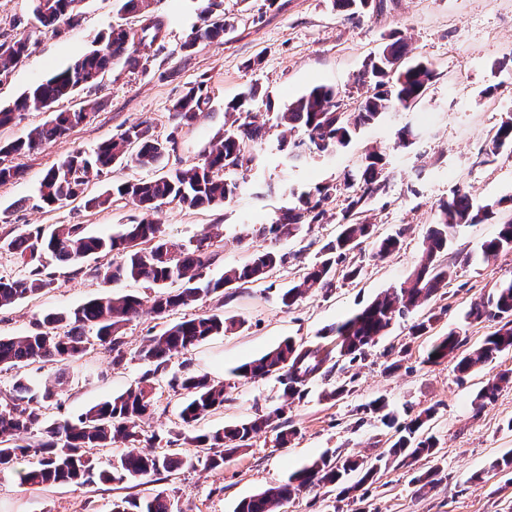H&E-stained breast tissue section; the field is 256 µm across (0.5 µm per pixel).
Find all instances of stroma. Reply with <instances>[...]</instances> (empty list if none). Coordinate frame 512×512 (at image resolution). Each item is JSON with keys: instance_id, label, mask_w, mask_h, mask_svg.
I'll return each instance as SVG.
<instances>
[{"instance_id": "obj_1", "label": "stroma", "mask_w": 512, "mask_h": 512, "mask_svg": "<svg viewBox=\"0 0 512 512\" xmlns=\"http://www.w3.org/2000/svg\"><path fill=\"white\" fill-rule=\"evenodd\" d=\"M216 2L232 28L222 43H203L187 54L181 45L197 21L198 0H156L154 8L165 21L161 49L151 51L146 68L115 65L98 86L75 95L78 103L101 101L93 120L64 139L16 157L23 175L0 185V229L80 224L88 233L103 235L118 225L136 223L140 211L117 196L98 209L86 208L79 199L38 208L39 183L47 169L72 151H92L144 120L159 138L175 135L169 168L198 162L224 133L225 104L254 85L258 94L252 119L267 132L254 147L256 160L238 196L228 205L208 209L164 205L158 220L166 238L186 243L202 233L212 234L220 249L206 273L220 276L260 246L256 226L269 223L290 205L291 191L341 179L359 155L374 147L386 155L385 187L359 207L358 219L373 225L379 237L404 230L402 245L378 260L371 256V243H364L356 279L336 275L331 290L309 294L293 309L281 308L280 289L297 279L301 268L313 262L320 244L338 229L346 201L344 194H336L320 223L305 226L300 237L285 243V250L296 254L288 267L237 290L231 299L221 301L213 295L184 309L187 317L221 312L242 326L173 357L156 383L155 413L142 428L145 435H156L157 453L184 458L181 469L158 480L33 489L20 485L17 477L18 471L38 464L36 457L26 456L15 469L0 472V512H111L114 500L158 491L168 494L173 512H235L243 499L282 483L321 456L376 461L396 432L380 415L363 416L358 408L378 398L400 423L431 410L423 431L437 440L434 455L380 469L365 495L340 501L329 488L317 487L290 499L285 512H512V472L491 467L512 451V383L485 407L475 401L487 379L512 369V352L476 367L463 379L453 360H427L431 345L451 329L458 332L464 350L479 346L490 325L467 321L465 314L496 282L512 278V252L488 263L479 257L481 243L512 217V149L494 157L485 153L488 140L512 115V0H386L382 5L374 2L355 19L337 10L333 0ZM117 21L114 0H86L80 26L55 32L38 24L29 0H0V42L31 37L28 55L0 76V107L94 48ZM395 32L404 39L409 57L428 63L435 73L423 101L360 128L350 144L334 154L289 161L279 149L281 130L274 125V113L319 84L335 87L348 108H355L361 95L357 74ZM201 81L207 84L210 110L194 125L174 129L173 103ZM404 126L412 132L411 143L399 147L397 132ZM457 188L469 191L477 203L495 204L494 215L481 224L457 227L447 255L454 268L447 286L428 307L395 319L386 336L370 347L365 361H339L330 373L307 384L303 398L288 401L275 377L233 378L235 367L285 338L322 344L325 328L405 281L423 252L429 226L439 220L440 204ZM43 275L50 279V288L0 309L1 337L27 335L43 313L66 311L104 293H131L146 302L154 295L148 283L105 284L91 272L77 274L72 266L54 261L45 265ZM431 311L441 315L433 330L411 335V325ZM163 326V320L147 310L127 324V359L118 368L112 366L108 352L94 346L64 368L42 362L19 370L0 369V399L23 376L34 389L56 392L44 412V424L77 418L90 406L136 385L147 369L137 352ZM188 373L234 384L223 407L199 421L195 432L214 431L279 408L280 424L295 430V437L282 447L275 431L260 433L250 448L227 458L223 467H208L198 448L174 440L183 429L179 412L184 401L175 382ZM348 377L355 380L353 393L330 398L336 382ZM433 469L439 472V483L420 491L416 476Z\"/></svg>"}]
</instances>
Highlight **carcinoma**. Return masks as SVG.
I'll return each mask as SVG.
<instances>
[{"label":"carcinoma","instance_id":"cac0c4a2","mask_svg":"<svg viewBox=\"0 0 512 512\" xmlns=\"http://www.w3.org/2000/svg\"><path fill=\"white\" fill-rule=\"evenodd\" d=\"M34 18L45 28L81 25L83 0H30ZM120 11L140 18L139 28H113L99 39V46L76 57L68 66L46 80L27 89L13 105L0 107V128L11 125L23 112L51 111L47 123L32 129L24 138L0 143V184H6L22 174L14 164L17 156L34 151L45 143L66 136L85 123L97 110L89 102L74 110H57L55 105L74 97L82 87L98 84L112 66L124 64L137 67L149 62V55L140 53L161 40L164 20L151 10L152 0H116ZM232 27L229 19L213 12V0H200L199 23L181 46L188 52L200 43L219 44ZM29 50V38L21 37L0 44V75L15 67ZM407 48L400 38H392L381 52L367 60L357 84L366 88L358 108L342 111V100L336 89L319 85L292 101L276 113L275 126L297 134L288 157L299 160L313 153H333L345 147L351 135L362 126L378 122L389 112L407 111L419 102L435 78L434 71L424 62L404 65L403 80L395 84L390 75L391 64L405 58ZM257 94L251 87L240 97L227 103L224 109V136L212 145L200 162L176 168L149 179L127 181L98 195L85 197V207L100 208L110 203L116 194L142 213L135 224H123L112 234L94 236L84 232L80 224H56L46 230L40 226L23 231L10 229L0 235V247H5L29 268L28 275L17 279L0 277V309L33 296L51 285L42 278L44 262L75 265L83 270L85 260L92 256L112 253L124 257L120 264L92 268L95 276L105 282L122 278L147 282L157 288L152 311L166 319L177 311L195 304L212 294L225 298L229 291L268 278L277 268L288 264L290 253L275 248V244L293 240L302 227L315 224L325 217L332 194L348 192L347 207L338 233L325 241L317 253V261L280 294L282 307L290 310L311 290L327 291L337 267L348 256L373 240V257L383 259L399 250L404 230L376 240L369 224L354 222L362 203L378 194L385 181V157L376 149H368L355 167L348 171L342 183L317 184L301 193L297 204L279 211L268 224H261L257 236L270 242V247L251 254L243 264L224 271L216 281H203V270L214 260V243L210 233H204L195 243L185 245L165 237L155 214L162 205L176 203L188 209L226 205L236 198L241 183L239 176L249 171L254 161L250 145L261 142L264 127L250 120L249 101ZM210 109V96L204 83L189 88L170 109L174 129L189 126ZM175 138L160 139L146 121L133 124L118 136L98 145L93 154L76 150L53 165L44 174L39 186V198L45 208L84 197L91 175H100L115 166L156 169L174 150ZM492 154L512 147V117H507L489 140ZM501 202L474 205L468 191H456L440 205V221L428 228L426 247L412 275L398 288H392L376 298L357 314L328 327L324 338L336 344L338 356L354 363L366 348L384 335L393 320L428 303L447 285L454 269L443 260L448 243L461 224H480L494 214ZM512 251V219L500 224L497 235L482 245L486 262ZM178 282L180 288L166 291L167 283ZM142 301L133 294H105L65 312L44 314L26 336H0V366L22 368L34 362L65 363L82 358L89 349L86 332L93 330L100 345L112 355V366L126 361L122 329L136 319ZM473 321L495 322L494 328L477 348L460 351L462 341L454 331L440 337L427 354V362L437 363L448 357L456 359L455 370L460 377L473 368L493 361L498 354L512 349V278L501 280L486 299L474 304L466 313ZM242 322L226 320L213 313L182 317L169 321L158 334L147 339L138 350L140 360L150 366L141 381L125 392L91 406L74 420L41 426L43 409L55 396L51 389L36 391L23 380H17L13 394L0 402V470L14 466L21 457L37 456L39 465L18 472L20 483L31 488L47 485L84 486L96 481L124 483L153 474L171 473L184 465L182 458L160 455L141 448V424L154 414L155 380L168 362L178 354L198 347L212 336L239 328ZM330 352L322 346L312 347L288 338L261 357L236 369V376L245 379L277 376L283 385V396H301L307 382L329 372L325 368ZM509 373L503 372L481 387L476 401L483 406L496 398ZM185 391L180 418L191 426L206 415L224 406L228 386L205 375L191 374L179 383ZM278 413L257 415L214 433L177 436L202 450H209L206 462L211 468L224 465V457L252 446V439L273 426ZM430 413L416 416L403 426L404 434L391 445L388 457H380L384 465L392 462L417 461L433 455V437H417ZM122 443L128 451L111 469L99 468L89 453L90 448H110ZM378 466L367 467L359 459L347 458L338 464L321 457L291 473L279 486L242 500L236 512H280L281 507L298 492L316 485L332 486L339 495L347 496L356 488L374 483ZM356 474L357 480L345 483V476ZM112 512H172L168 496L159 491L141 498L122 499L113 503Z\"/></svg>","mask_w":512,"mask_h":512}]
</instances>
